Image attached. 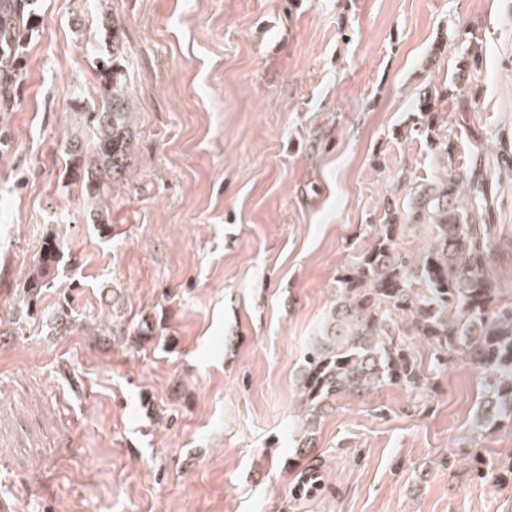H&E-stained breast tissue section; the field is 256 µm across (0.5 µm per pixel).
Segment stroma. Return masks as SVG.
<instances>
[{"instance_id":"1","label":"stroma","mask_w":512,"mask_h":512,"mask_svg":"<svg viewBox=\"0 0 512 512\" xmlns=\"http://www.w3.org/2000/svg\"><path fill=\"white\" fill-rule=\"evenodd\" d=\"M107 25L135 102L131 159L91 199L63 145L101 101ZM469 32L479 66L427 134L417 97L456 81ZM16 38L0 512H512V477L465 463L512 466V425L483 426L467 362L423 398H337L303 450L295 420L336 278L409 182L487 179L488 273L512 304V179L484 164L512 159V0H34ZM49 239L48 285L25 299ZM311 469L319 492L297 496Z\"/></svg>"}]
</instances>
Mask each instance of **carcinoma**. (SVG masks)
Here are the masks:
<instances>
[{"instance_id":"obj_1","label":"carcinoma","mask_w":512,"mask_h":512,"mask_svg":"<svg viewBox=\"0 0 512 512\" xmlns=\"http://www.w3.org/2000/svg\"><path fill=\"white\" fill-rule=\"evenodd\" d=\"M121 42L112 34V53L98 56L97 74L106 87L99 107L85 113L93 129L86 153L83 134L74 129L64 145L74 159L70 179L89 198L129 164L134 103L119 68ZM430 88L418 99V112L432 130L435 111L448 94L462 88ZM484 178L464 180L446 174L415 183L401 216L385 214L373 227V243L339 273L337 298L307 347L298 379L302 425L313 428L329 402L344 393L397 385L420 397L432 388L408 337L426 344L430 365L440 370L459 356L492 376L483 426L512 422V306L498 302L499 287L488 274L491 225L484 218ZM422 229L428 244L402 251L399 240ZM56 250L48 243L28 294L47 285ZM470 472L486 477L491 462L470 456Z\"/></svg>"}]
</instances>
